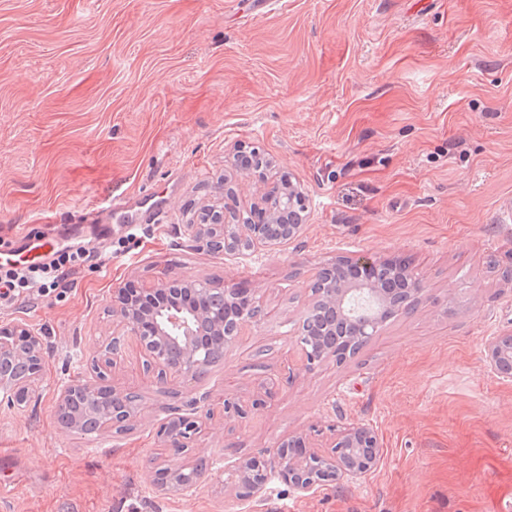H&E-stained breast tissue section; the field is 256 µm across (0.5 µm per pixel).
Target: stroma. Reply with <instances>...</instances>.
I'll list each match as a JSON object with an SVG mask.
<instances>
[{"instance_id": "35a3bbf8", "label": "stroma", "mask_w": 512, "mask_h": 512, "mask_svg": "<svg viewBox=\"0 0 512 512\" xmlns=\"http://www.w3.org/2000/svg\"><path fill=\"white\" fill-rule=\"evenodd\" d=\"M254 149L307 194L302 234L247 256L190 249L212 205L258 184L225 159ZM168 199L159 224L111 220L112 251L65 297H18L51 348L36 405L0 406V512H512V381L484 362L512 330V0H0V238L56 237L113 190ZM339 255L401 258L424 286L344 365L308 370L309 285ZM245 283L262 313L201 381L158 383L136 344L113 367L137 392L127 428L60 429L57 384L89 379L112 296L158 278ZM210 393L201 448L222 459L189 496L152 481L192 465L164 447L170 405ZM232 397L246 418L228 419ZM375 429L377 465L303 496L272 478L239 497L223 465L272 460L294 434L332 446Z\"/></svg>"}]
</instances>
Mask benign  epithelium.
<instances>
[{
    "mask_svg": "<svg viewBox=\"0 0 512 512\" xmlns=\"http://www.w3.org/2000/svg\"><path fill=\"white\" fill-rule=\"evenodd\" d=\"M248 174L266 186L259 201L250 205L249 212H224L222 224H186L184 233L195 246L211 253L241 254V242L250 241L249 249L261 245L274 249L298 237L303 229V214L307 211L306 196L291 180H283L269 169H251ZM292 223L284 226V236L269 239L264 224L272 223L283 212ZM318 289L312 292V305H324L338 314L353 313L358 298L370 301L371 316L357 324V329L345 343L329 345L322 337H299L306 368L312 370L327 362L344 363L349 358L351 341L368 342L377 335L388 311L402 313L414 310L421 302L424 288L416 274L405 264L393 259H373L364 256H338L322 264L316 273ZM406 283L403 295L389 287V282ZM213 289L200 280H161L153 289L134 299L118 290L112 300V313L118 323L112 337L102 342L91 365L94 380H63L59 383L56 416L66 432L79 433L84 425L80 414L63 416L72 397L80 393L97 407L98 430L105 431L117 424L112 409L122 405V422L138 416L141 404L138 396L118 388L108 378L112 367L124 360L126 340L134 338L143 355L148 372L159 379L167 376L199 379L208 370L205 353L224 348L234 342L246 323L259 312L254 288H233L224 292L227 309L213 308L208 298ZM46 348L29 324L15 321L0 327V397L9 407H22L39 396L41 371ZM484 358L488 369L497 377L512 379V330L502 331L486 340ZM23 363L28 368L24 376L12 371ZM206 394L183 402L170 410L160 426L159 434L170 448L193 447L202 431V416ZM278 469L275 474L302 495L316 492L330 481H354L370 471L380 459V443L373 427L360 423L340 430L331 452L322 453L303 436H292L275 448ZM214 466L206 455L197 457L189 468L156 471L155 481L166 490L179 494L196 488L201 475L200 464ZM224 470L246 489L250 497L266 490L273 472L264 462L238 458L224 464Z\"/></svg>",
    "mask_w": 512,
    "mask_h": 512,
    "instance_id": "obj_1",
    "label": "benign epithelium"
}]
</instances>
